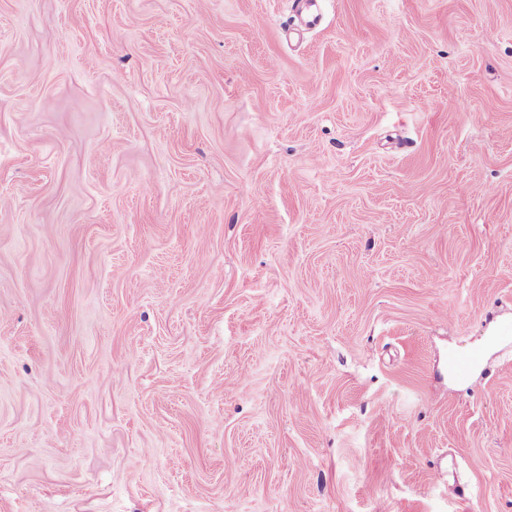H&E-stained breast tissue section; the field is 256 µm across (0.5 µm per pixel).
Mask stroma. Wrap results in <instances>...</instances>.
I'll return each instance as SVG.
<instances>
[{"instance_id":"35a3bbf8","label":"stroma","mask_w":512,"mask_h":512,"mask_svg":"<svg viewBox=\"0 0 512 512\" xmlns=\"http://www.w3.org/2000/svg\"><path fill=\"white\" fill-rule=\"evenodd\" d=\"M320 8L0 0V512H512V0Z\"/></svg>"}]
</instances>
